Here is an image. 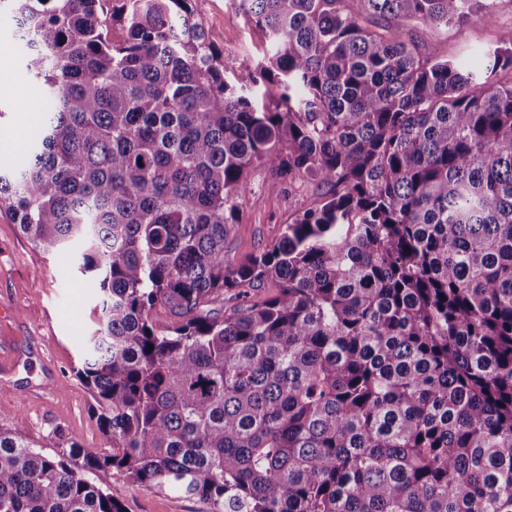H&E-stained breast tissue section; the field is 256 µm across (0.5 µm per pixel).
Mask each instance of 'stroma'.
I'll return each mask as SVG.
<instances>
[{"instance_id": "35a3bbf8", "label": "stroma", "mask_w": 512, "mask_h": 512, "mask_svg": "<svg viewBox=\"0 0 512 512\" xmlns=\"http://www.w3.org/2000/svg\"><path fill=\"white\" fill-rule=\"evenodd\" d=\"M196 12L214 43L223 48L227 66L254 64L263 37L236 12L232 0H198ZM512 30V0H495L490 22L468 26H425L408 23L421 55L435 54L456 62L479 49L496 45ZM0 73L11 88L0 93V125L15 129L26 121L28 137L0 153V164L18 166L29 156V139L45 117L41 85L24 73L21 55L0 54ZM271 174L257 166L249 173L251 191L224 243L230 260L257 252L279 236L293 216L320 203L324 193L316 181L303 179L273 193ZM95 298L68 258L48 256L24 236L13 216L0 210V430L18 433L43 453L56 455L71 446L107 450L94 412L92 389L78 376L82 357L79 336L95 320ZM109 486L127 512H208L206 504L113 477L103 469L93 475Z\"/></svg>"}]
</instances>
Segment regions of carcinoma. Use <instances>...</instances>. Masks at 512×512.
Here are the masks:
<instances>
[{
    "label": "carcinoma",
    "instance_id": "obj_1",
    "mask_svg": "<svg viewBox=\"0 0 512 512\" xmlns=\"http://www.w3.org/2000/svg\"><path fill=\"white\" fill-rule=\"evenodd\" d=\"M195 2L0 0L50 102L0 203L91 274L111 447L79 467L0 430V512H126L101 469L209 512H512V31L470 68L404 36L494 0H360L380 31L234 0L265 40L239 70ZM256 165L327 194L235 264Z\"/></svg>",
    "mask_w": 512,
    "mask_h": 512
}]
</instances>
